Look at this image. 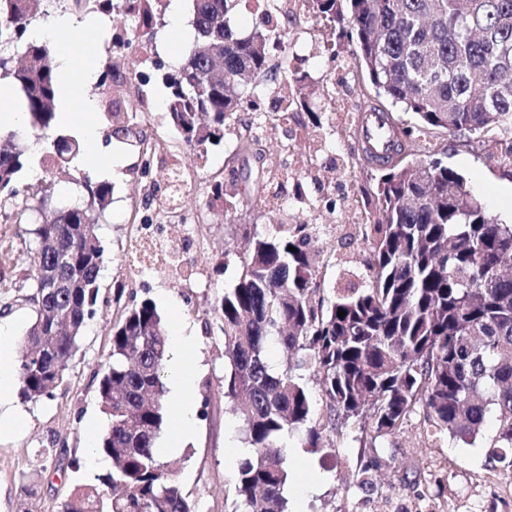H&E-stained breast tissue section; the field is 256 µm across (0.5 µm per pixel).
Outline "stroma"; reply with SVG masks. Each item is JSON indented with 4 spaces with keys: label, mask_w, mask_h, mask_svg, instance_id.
Here are the masks:
<instances>
[{
    "label": "stroma",
    "mask_w": 512,
    "mask_h": 512,
    "mask_svg": "<svg viewBox=\"0 0 512 512\" xmlns=\"http://www.w3.org/2000/svg\"><path fill=\"white\" fill-rule=\"evenodd\" d=\"M62 14L79 23L93 17L105 19L99 69L105 72L116 67L126 78L128 91L124 94L108 93L96 82L85 86V93L98 105L93 121L106 124L114 111L153 113L154 119L147 128L158 147L146 176L141 173L137 151L114 137L100 143L105 158L99 169H85L74 159L63 170L35 164L17 178V200L24 207L21 221L0 224V247L7 251L6 261L0 265V305H12L0 320L10 324L18 343L22 342L32 315L27 305L16 301L15 284L28 267L35 225L57 207L86 204L84 181L88 178L111 184L112 202L98 222L105 256L97 313L84 330L66 380L54 399L18 403L24 419L21 428L0 429V512H24L27 501L23 487L32 472L40 474L34 484L38 512H61L60 504L72 489L111 471V464L93 465L86 457L88 439L100 438L107 429L93 378L105 365L112 326L120 316L121 306L145 298L155 302L169 328L185 326L194 332L193 345L185 357L196 366V378L188 393L196 434L170 456L177 480L193 502L195 512H232L234 477L250 450L242 440L231 402L224 399V337L206 328L208 313L238 277L249 233H273L275 226L287 223L293 214L317 224L332 211L343 223H352L355 212L349 205L351 197H358L362 208L374 211L372 193L384 170L360 164L345 175L325 170L320 181L305 182L308 200L304 203L296 199L294 184H287V209L266 214L256 226L234 232L221 214L207 208V192L199 190L191 205L202 218V242L187 256L188 263L198 272L197 280L186 282L168 269L147 274L130 261L136 223L148 212L139 186L161 180L176 159L200 178H217L236 141L235 133L226 131L223 141L208 147L202 155L182 141L166 114L167 90L161 69L176 67L182 48L192 42L188 35L189 10L177 15L171 6H164L153 38L120 56L112 51V35L128 28L122 15L78 10L72 0H41L33 26L42 28ZM288 30L287 47L270 45V57L275 61L287 59L291 71L308 73L316 90L312 97L316 107H327L328 102L319 91L331 86L336 89L337 105L376 101L372 85L344 80L353 66L346 26L316 35L308 18L300 16L293 19ZM329 40L335 42V51L327 50L325 43ZM307 120V114L302 112L296 122L270 129L262 141V158L239 160V183L245 188L240 195L242 209L256 206L255 190L264 186L268 169L288 165L290 158L282 145L294 138L298 124ZM437 142L441 146L440 159L466 178L489 214L499 222L512 224V166L490 164L484 147L467 143L462 137L442 133ZM118 290L123 296L117 302L113 295ZM357 434V428L352 426L326 433L324 441L335 454L325 459L303 448L298 439L289 441L288 512H512V468L488 462L482 448L432 436L423 409L412 412L400 431L377 440L376 462L367 484L345 485L342 474L359 468L364 454ZM60 441L68 448L69 462L57 469L40 471L43 452Z\"/></svg>",
    "instance_id": "1"
}]
</instances>
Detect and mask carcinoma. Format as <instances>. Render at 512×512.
Returning <instances> with one entry per match:
<instances>
[{
  "label": "carcinoma",
  "instance_id": "obj_1",
  "mask_svg": "<svg viewBox=\"0 0 512 512\" xmlns=\"http://www.w3.org/2000/svg\"><path fill=\"white\" fill-rule=\"evenodd\" d=\"M92 10L109 4L131 22L134 44L151 34L160 0H73ZM244 0H192L196 43L163 77L169 121L189 146L207 152L239 123L230 158L261 155L240 113L259 95L254 82H276L282 64L268 41L288 37L258 23L239 32L232 19ZM311 20L346 22L355 34L352 80H368L391 106L411 112L403 157L373 192L375 213L355 224L349 243L369 253L357 286L323 288L319 264L298 227L252 236L242 272L212 308L224 335V398L231 401L251 456L238 466L234 512H288L285 435L327 455L323 433L354 425L363 447L401 430L416 404L433 434L473 445L493 424L486 454L512 467V224L497 222L465 177L422 141L438 131L467 132L491 145V162H512V0H305ZM31 0H0V47L26 57L0 67L25 101L32 131L55 127L59 79L53 55L27 37ZM305 76L278 84L274 107L258 115L275 126L307 109ZM144 152L145 131L131 119L112 131ZM26 132L0 135V221L29 163ZM81 150L54 143V162ZM90 203L54 213L32 230V263L18 287L30 306L16 369L24 403L54 398L96 313L104 248L99 215L111 186L85 180ZM209 205L239 219L237 196L209 182ZM296 248L292 252L288 247ZM345 311L344 317L338 311ZM279 342V370L268 347ZM168 331L153 300L121 310L112 326L108 365L97 396L108 427L97 448L112 459L100 484L78 486L61 512H194L155 443L169 410ZM315 381L326 414L315 415Z\"/></svg>",
  "mask_w": 512,
  "mask_h": 512
}]
</instances>
